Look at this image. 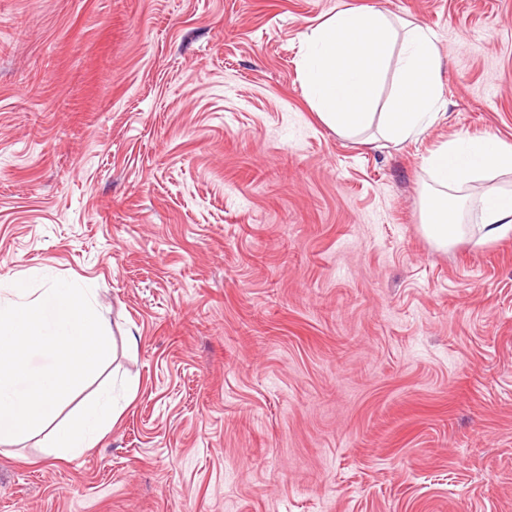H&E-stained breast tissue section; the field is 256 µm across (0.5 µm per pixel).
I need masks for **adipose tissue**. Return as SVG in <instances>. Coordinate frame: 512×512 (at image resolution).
<instances>
[{
	"mask_svg": "<svg viewBox=\"0 0 512 512\" xmlns=\"http://www.w3.org/2000/svg\"><path fill=\"white\" fill-rule=\"evenodd\" d=\"M442 59L429 31L396 29L382 9L344 8L304 36L300 76L304 98L337 136L353 138L377 128L381 138L418 139L434 124L441 106ZM390 84V107L373 108L382 82ZM424 167L436 190L424 204L422 230L436 247L464 242L465 233L448 190L512 173V143L495 136H460L442 144ZM477 245L512 238V195L480 200Z\"/></svg>",
	"mask_w": 512,
	"mask_h": 512,
	"instance_id": "1",
	"label": "adipose tissue"
}]
</instances>
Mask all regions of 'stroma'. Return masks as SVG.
Wrapping results in <instances>:
<instances>
[{
  "label": "stroma",
  "mask_w": 512,
  "mask_h": 512,
  "mask_svg": "<svg viewBox=\"0 0 512 512\" xmlns=\"http://www.w3.org/2000/svg\"><path fill=\"white\" fill-rule=\"evenodd\" d=\"M373 5L443 58L415 142L303 97L305 33ZM487 134L512 0H0V280L93 289L81 396L135 393L78 454L0 445V512H512V239L420 216L424 157ZM448 200L446 192L431 190L425 200L421 224L426 238L441 249H448L465 240L463 225L459 224V213Z\"/></svg>",
  "instance_id": "stroma-1"
}]
</instances>
